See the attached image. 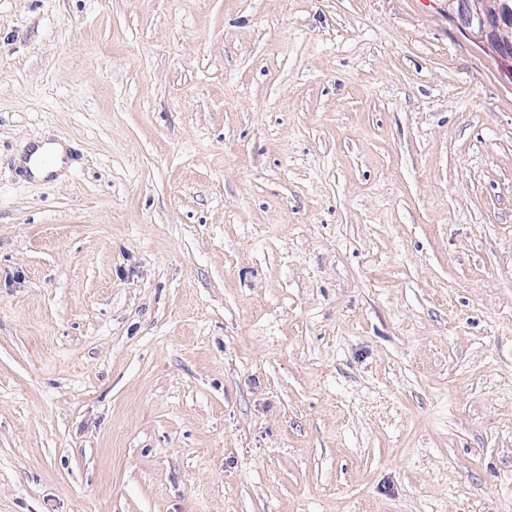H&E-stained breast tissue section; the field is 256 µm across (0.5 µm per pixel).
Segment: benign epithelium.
<instances>
[{
  "label": "benign epithelium",
  "instance_id": "1",
  "mask_svg": "<svg viewBox=\"0 0 512 512\" xmlns=\"http://www.w3.org/2000/svg\"><path fill=\"white\" fill-rule=\"evenodd\" d=\"M462 29L512 70V0H448Z\"/></svg>",
  "mask_w": 512,
  "mask_h": 512
}]
</instances>
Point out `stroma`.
<instances>
[{"mask_svg":"<svg viewBox=\"0 0 512 512\" xmlns=\"http://www.w3.org/2000/svg\"><path fill=\"white\" fill-rule=\"evenodd\" d=\"M0 512H512V76L448 0H0Z\"/></svg>","mask_w":512,"mask_h":512,"instance_id":"35a3bbf8","label":"stroma"}]
</instances>
